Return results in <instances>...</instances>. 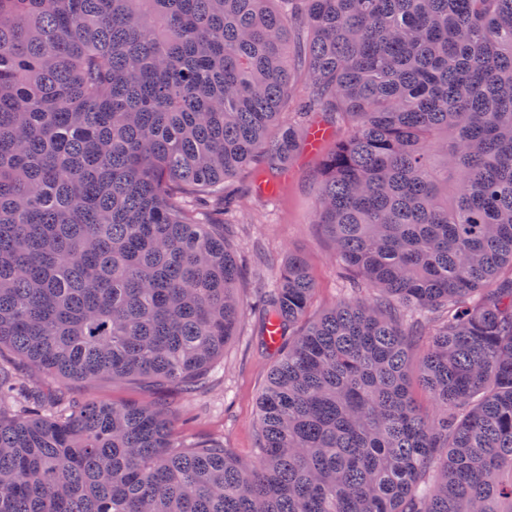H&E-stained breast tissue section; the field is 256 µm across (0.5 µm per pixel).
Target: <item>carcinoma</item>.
Wrapping results in <instances>:
<instances>
[{
  "mask_svg": "<svg viewBox=\"0 0 512 512\" xmlns=\"http://www.w3.org/2000/svg\"><path fill=\"white\" fill-rule=\"evenodd\" d=\"M338 122L316 223L369 295L308 320L288 255L259 463L0 361V512H512V0H0V358L201 387L242 315L201 206Z\"/></svg>",
  "mask_w": 512,
  "mask_h": 512,
  "instance_id": "carcinoma-1",
  "label": "carcinoma"
}]
</instances>
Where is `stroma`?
<instances>
[{"label": "stroma", "mask_w": 512, "mask_h": 512, "mask_svg": "<svg viewBox=\"0 0 512 512\" xmlns=\"http://www.w3.org/2000/svg\"><path fill=\"white\" fill-rule=\"evenodd\" d=\"M313 165V156L302 157L291 164L281 195L272 200L251 193L238 195L225 214L243 271L238 286L243 319L224 347L218 370L201 388L184 394L171 387L103 382L88 388L69 382L63 384V391L100 403L170 401L179 441L190 445L215 439L242 466H254L260 459L257 402L277 358L263 334L260 300L273 288L278 270L292 252L304 257L315 282L311 316L352 297L336 265L334 243L314 221L319 184Z\"/></svg>", "instance_id": "stroma-1"}]
</instances>
